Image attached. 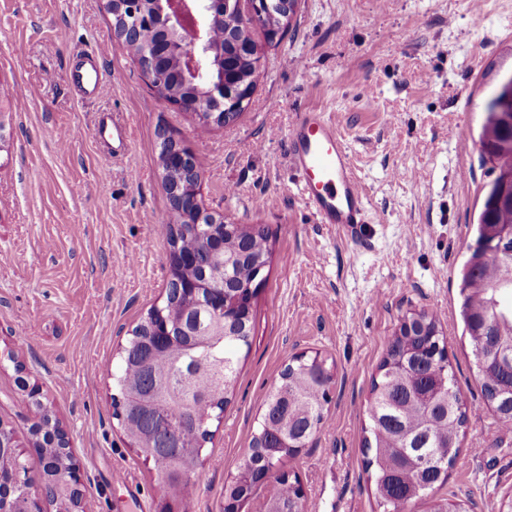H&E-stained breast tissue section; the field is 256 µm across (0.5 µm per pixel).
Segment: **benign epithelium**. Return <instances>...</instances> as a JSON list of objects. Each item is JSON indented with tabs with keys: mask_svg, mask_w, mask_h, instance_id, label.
<instances>
[{
	"mask_svg": "<svg viewBox=\"0 0 512 512\" xmlns=\"http://www.w3.org/2000/svg\"><path fill=\"white\" fill-rule=\"evenodd\" d=\"M112 15L116 37L126 43H142L135 57L145 78L159 98L198 117L213 121L230 110L244 107L253 87L238 81L231 85L224 79V49L212 41L216 24L232 15L239 31L251 33V28L280 15V27L286 28L296 13L300 0H282L273 11L269 0H104ZM153 38L141 42L144 31ZM493 119L502 125L512 123V76L502 81L496 95ZM163 158L168 168H175L181 177L163 183L177 223L202 224L211 229L224 223V216L206 212L200 202L202 171L195 153L170 134L162 135ZM486 251L500 254L512 247V225L497 224L489 228L482 240ZM45 443H40L36 457L31 458L14 446L10 453L11 477L0 486V502L20 492L27 498V512H36L37 496H51L54 487L80 491L79 469L67 464L53 480L33 488L28 473L36 467L44 469Z\"/></svg>",
	"mask_w": 512,
	"mask_h": 512,
	"instance_id": "obj_1",
	"label": "benign epithelium"
}]
</instances>
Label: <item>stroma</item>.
Listing matches in <instances>:
<instances>
[{
	"mask_svg": "<svg viewBox=\"0 0 512 512\" xmlns=\"http://www.w3.org/2000/svg\"><path fill=\"white\" fill-rule=\"evenodd\" d=\"M252 36L262 63L231 124L161 100L101 0H0V425L30 434L27 387L66 434L85 512H160L156 472L114 416L112 372L131 330L166 297L172 213L161 132L203 173V208L262 224L272 256L236 388L180 512H224L266 395L291 357L333 374L326 422L289 462L305 512H380L363 448L373 377L404 318L433 314L467 407L461 448L433 497L498 512L512 497V428L484 402L460 316V270L487 185L480 137L512 74V0H301L288 34ZM104 79L70 84L82 56ZM332 116L371 217L358 235L318 223L288 163L300 110ZM130 127L113 157L101 120ZM127 482L119 484L115 474ZM103 69L98 58L83 57V61L76 63L69 71L70 83L80 88L85 95L93 94L100 85Z\"/></svg>",
	"mask_w": 512,
	"mask_h": 512,
	"instance_id": "stroma-1",
	"label": "stroma"
}]
</instances>
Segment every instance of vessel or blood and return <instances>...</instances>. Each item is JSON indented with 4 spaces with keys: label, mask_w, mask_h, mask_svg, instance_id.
Returning a JSON list of instances; mask_svg holds the SVG:
<instances>
[{
    "label": "vessel or blood",
    "mask_w": 512,
    "mask_h": 512,
    "mask_svg": "<svg viewBox=\"0 0 512 512\" xmlns=\"http://www.w3.org/2000/svg\"><path fill=\"white\" fill-rule=\"evenodd\" d=\"M102 76L99 60L90 56L69 71L70 83L88 95L97 90ZM288 158L301 179L305 203L319 223L351 234L367 223L366 200L351 155L326 113L315 109L299 112L288 135Z\"/></svg>",
    "instance_id": "obj_1"
}]
</instances>
